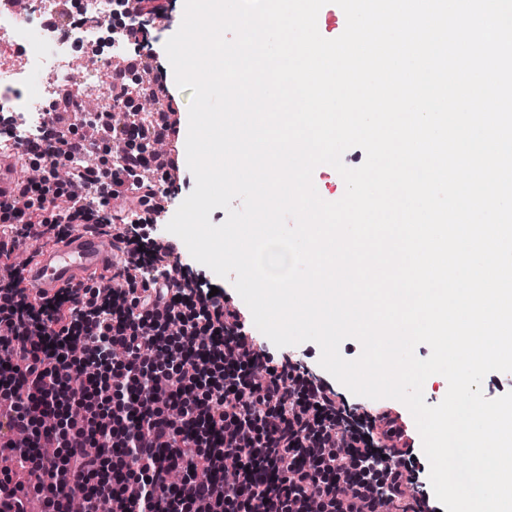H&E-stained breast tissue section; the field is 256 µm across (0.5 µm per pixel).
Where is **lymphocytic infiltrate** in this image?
Listing matches in <instances>:
<instances>
[{"mask_svg": "<svg viewBox=\"0 0 512 512\" xmlns=\"http://www.w3.org/2000/svg\"><path fill=\"white\" fill-rule=\"evenodd\" d=\"M168 121L113 122L112 140L165 146L161 181L180 170L184 122L161 88ZM132 152L72 177L51 197L17 182L0 201V268L18 243L54 245L77 216L121 225L115 266L92 272L72 293H31L21 279L0 285V512H381L415 478L388 465L368 415H355L333 385L293 358L271 362L247 343L245 310L226 292L170 294L181 240L166 239L162 265L137 235L152 198L130 172ZM233 483L217 481L226 460ZM374 462L379 484L361 477Z\"/></svg>", "mask_w": 512, "mask_h": 512, "instance_id": "f902f5d3", "label": "lymphocytic infiltrate"}]
</instances>
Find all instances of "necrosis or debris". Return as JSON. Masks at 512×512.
I'll use <instances>...</instances> for the list:
<instances>
[{
  "label": "necrosis or debris",
  "instance_id": "obj_1",
  "mask_svg": "<svg viewBox=\"0 0 512 512\" xmlns=\"http://www.w3.org/2000/svg\"><path fill=\"white\" fill-rule=\"evenodd\" d=\"M121 2L134 5V0H80L79 10L62 24L51 19L48 0H0V47L21 50L10 83L0 84V152H14L19 143H41L52 116L72 95L75 71L83 73L84 101L106 95L95 64L108 65L131 54L123 29L110 25ZM32 71L45 72L47 81L30 83Z\"/></svg>",
  "mask_w": 512,
  "mask_h": 512
}]
</instances>
